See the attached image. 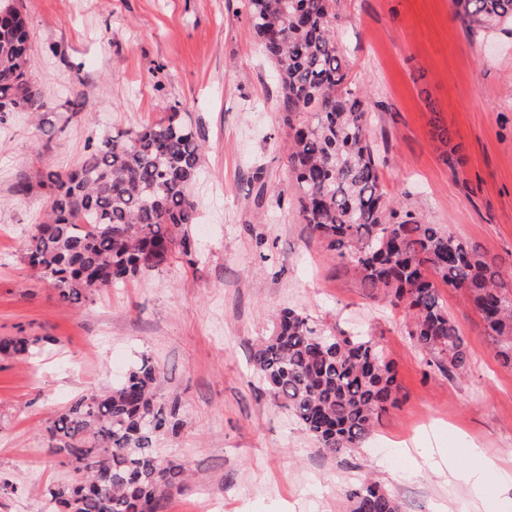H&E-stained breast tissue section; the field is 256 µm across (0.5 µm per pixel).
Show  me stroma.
Returning a JSON list of instances; mask_svg holds the SVG:
<instances>
[{"instance_id": "stroma-1", "label": "stroma", "mask_w": 512, "mask_h": 512, "mask_svg": "<svg viewBox=\"0 0 512 512\" xmlns=\"http://www.w3.org/2000/svg\"><path fill=\"white\" fill-rule=\"evenodd\" d=\"M44 100L0 121V336L49 337L40 354L0 358V477L18 491L0 512L40 506L45 485L70 477L42 431L73 398L112 386L141 356L164 367L159 397L184 427L159 444L187 462V484L161 512H349L346 493L370 478L404 512H477L468 487L429 467L482 448L512 473V371L501 367L477 312L444 292L469 352L454 377L430 369L402 311L366 295L355 274L301 224L287 178L279 84L241 0H19ZM336 40L371 107L367 133L390 200L486 255L512 252V31L469 33L452 0H336ZM187 112L205 145L194 186V263L174 256L99 292L60 303L23 263L43 221L41 172L78 167L112 131ZM448 129L449 153L433 138ZM29 182L28 196L16 194ZM285 308L332 331L376 337L403 387L362 446L331 456L279 408L253 370V345ZM41 474L31 483L27 474Z\"/></svg>"}]
</instances>
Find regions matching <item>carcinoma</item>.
Masks as SVG:
<instances>
[{
    "label": "carcinoma",
    "mask_w": 512,
    "mask_h": 512,
    "mask_svg": "<svg viewBox=\"0 0 512 512\" xmlns=\"http://www.w3.org/2000/svg\"><path fill=\"white\" fill-rule=\"evenodd\" d=\"M454 4L472 33L512 24V0ZM243 7L279 77L301 223L358 274L361 288L404 312L407 336L430 367L453 376L469 365L446 287L473 303L499 363L512 370V260L488 257L386 199L367 137L368 102L349 81L336 42L334 0H243ZM31 67L27 16L1 3L0 113L44 107ZM165 110L157 123L103 138L79 169L39 177L50 189L47 220L22 241L21 259L54 285L61 303L78 307L129 276L163 270L176 253L189 261L196 253L192 186L204 145L186 113ZM41 342L4 336L0 357L26 360ZM252 361L275 402L330 455L362 447L401 403L395 364L373 336L335 334L291 308L256 343ZM164 381L157 362L143 358L112 388L74 399L48 423L50 453L86 474L80 486L45 487L51 512H158L182 486L184 464L155 448L182 427L178 403L157 400ZM347 498L350 512H403L376 481H362Z\"/></svg>",
    "instance_id": "carcinoma-1"
}]
</instances>
